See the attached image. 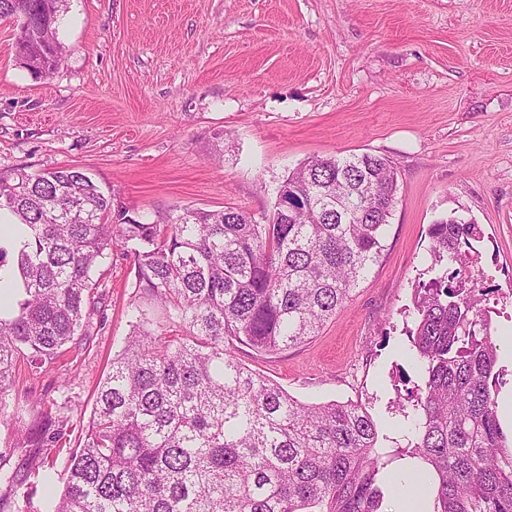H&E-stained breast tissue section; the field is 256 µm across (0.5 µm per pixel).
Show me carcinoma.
I'll list each match as a JSON object with an SVG mask.
<instances>
[{"instance_id": "cac0c4a2", "label": "carcinoma", "mask_w": 512, "mask_h": 512, "mask_svg": "<svg viewBox=\"0 0 512 512\" xmlns=\"http://www.w3.org/2000/svg\"><path fill=\"white\" fill-rule=\"evenodd\" d=\"M64 0H0L35 77L63 60ZM398 176L384 157L314 158L289 172L266 223L237 208L179 207L148 220L82 169L0 171V417L21 358L40 367L87 335L102 267L121 243L134 267L131 331L98 382L49 512H384L386 475L413 471L424 512H512V440L496 395L504 369L469 252L479 225H430L428 279L405 328L418 382L399 398L411 434L378 446L357 402L305 404L247 368L320 334L386 250ZM13 261L1 275L7 256ZM36 448L64 439L52 406L11 414Z\"/></svg>"}]
</instances>
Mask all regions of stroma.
<instances>
[{
	"instance_id": "1",
	"label": "stroma",
	"mask_w": 512,
	"mask_h": 512,
	"mask_svg": "<svg viewBox=\"0 0 512 512\" xmlns=\"http://www.w3.org/2000/svg\"><path fill=\"white\" fill-rule=\"evenodd\" d=\"M0 19V170L88 172L128 208L270 214L289 169L368 152L396 169L386 251L321 334L239 358L306 404L361 402L399 437L394 383L419 379L403 330L435 220L480 224L500 396H512V0H66L65 60L37 78ZM224 135L215 161L214 134ZM88 334L16 374L19 400L52 403L66 451L31 448L0 418V464L64 475L94 390L127 337L132 260L114 247Z\"/></svg>"
}]
</instances>
